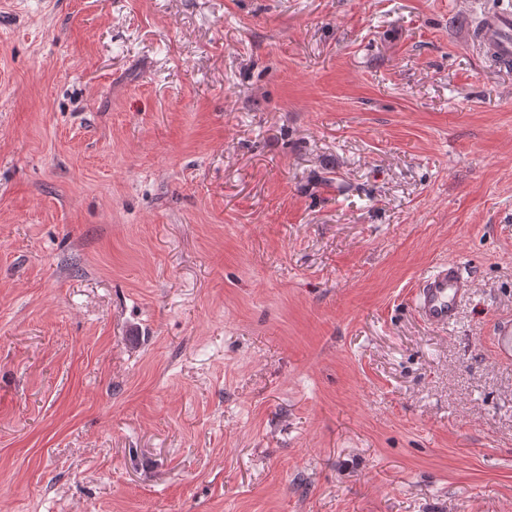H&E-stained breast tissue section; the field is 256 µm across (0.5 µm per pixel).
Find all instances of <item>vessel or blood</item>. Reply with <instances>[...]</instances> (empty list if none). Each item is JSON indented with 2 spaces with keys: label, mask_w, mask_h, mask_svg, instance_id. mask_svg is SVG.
I'll return each instance as SVG.
<instances>
[{
  "label": "vessel or blood",
  "mask_w": 512,
  "mask_h": 512,
  "mask_svg": "<svg viewBox=\"0 0 512 512\" xmlns=\"http://www.w3.org/2000/svg\"><path fill=\"white\" fill-rule=\"evenodd\" d=\"M476 35L493 58L512 64V8L486 15ZM472 286L456 263H441L418 284L413 294L414 307L424 323L446 326L454 321L461 298Z\"/></svg>",
  "instance_id": "obj_1"
}]
</instances>
